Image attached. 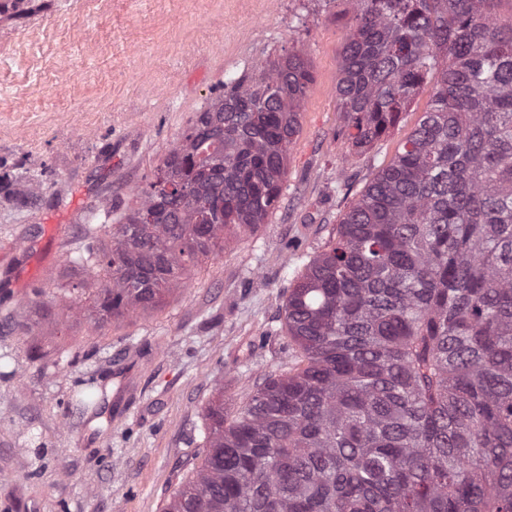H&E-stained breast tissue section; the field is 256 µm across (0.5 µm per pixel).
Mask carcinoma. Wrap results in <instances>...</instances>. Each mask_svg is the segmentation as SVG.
<instances>
[{
  "label": "carcinoma",
  "mask_w": 512,
  "mask_h": 512,
  "mask_svg": "<svg viewBox=\"0 0 512 512\" xmlns=\"http://www.w3.org/2000/svg\"><path fill=\"white\" fill-rule=\"evenodd\" d=\"M342 138L432 94L288 290L298 361L203 410L166 512H512V17L503 0H342ZM312 74L230 77L89 263L96 325L159 305L224 229L265 223Z\"/></svg>",
  "instance_id": "cac0c4a2"
}]
</instances>
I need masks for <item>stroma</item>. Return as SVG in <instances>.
Here are the masks:
<instances>
[{
  "instance_id": "stroma-1",
  "label": "stroma",
  "mask_w": 512,
  "mask_h": 512,
  "mask_svg": "<svg viewBox=\"0 0 512 512\" xmlns=\"http://www.w3.org/2000/svg\"><path fill=\"white\" fill-rule=\"evenodd\" d=\"M0 11V512H166L203 410L290 367L289 288L431 95L363 152L339 136L342 0H14ZM305 48L279 208L154 309L97 326L79 257L228 77ZM122 389L121 404L112 392Z\"/></svg>"
}]
</instances>
